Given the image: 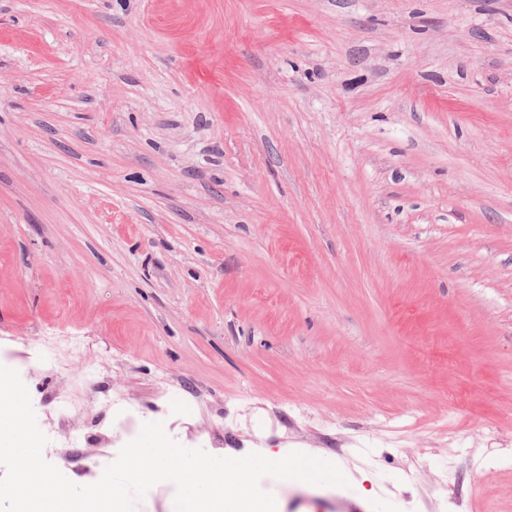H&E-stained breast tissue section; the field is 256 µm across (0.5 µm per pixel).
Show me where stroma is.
Returning <instances> with one entry per match:
<instances>
[{
	"label": "stroma",
	"instance_id": "1",
	"mask_svg": "<svg viewBox=\"0 0 512 512\" xmlns=\"http://www.w3.org/2000/svg\"><path fill=\"white\" fill-rule=\"evenodd\" d=\"M0 364L79 485L132 401L362 481L282 512H512V0H0Z\"/></svg>",
	"mask_w": 512,
	"mask_h": 512
}]
</instances>
